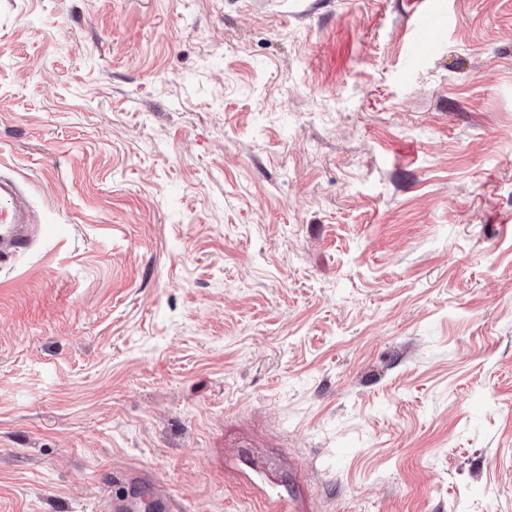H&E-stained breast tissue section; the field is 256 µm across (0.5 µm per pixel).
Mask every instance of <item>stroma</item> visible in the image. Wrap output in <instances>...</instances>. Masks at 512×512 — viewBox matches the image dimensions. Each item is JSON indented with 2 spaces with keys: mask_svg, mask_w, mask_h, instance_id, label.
<instances>
[{
  "mask_svg": "<svg viewBox=\"0 0 512 512\" xmlns=\"http://www.w3.org/2000/svg\"><path fill=\"white\" fill-rule=\"evenodd\" d=\"M0 0V512H512V0ZM439 28V21L431 10H424L417 15L407 56L410 65L415 66L431 52L435 46ZM34 214L14 180L0 178V265L22 256L34 239Z\"/></svg>",
  "mask_w": 512,
  "mask_h": 512,
  "instance_id": "1",
  "label": "stroma"
}]
</instances>
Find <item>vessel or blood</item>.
<instances>
[{
  "instance_id": "b4317fda",
  "label": "vessel or blood",
  "mask_w": 512,
  "mask_h": 512,
  "mask_svg": "<svg viewBox=\"0 0 512 512\" xmlns=\"http://www.w3.org/2000/svg\"><path fill=\"white\" fill-rule=\"evenodd\" d=\"M440 28L437 17L428 10L414 22L408 61L417 64L434 48ZM34 239L33 210L14 180L0 178V263L22 256Z\"/></svg>"
}]
</instances>
